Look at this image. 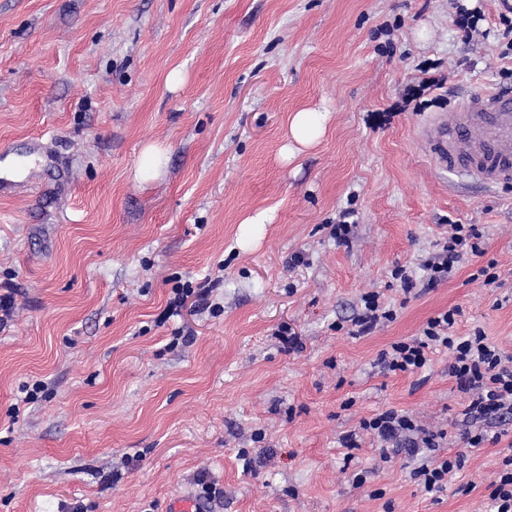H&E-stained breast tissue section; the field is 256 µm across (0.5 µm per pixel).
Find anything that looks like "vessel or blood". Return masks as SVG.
I'll return each mask as SVG.
<instances>
[{"instance_id":"vessel-or-blood-1","label":"vessel or blood","mask_w":512,"mask_h":512,"mask_svg":"<svg viewBox=\"0 0 512 512\" xmlns=\"http://www.w3.org/2000/svg\"><path fill=\"white\" fill-rule=\"evenodd\" d=\"M421 136L435 161L466 180L486 187L512 184V91L467 96Z\"/></svg>"}]
</instances>
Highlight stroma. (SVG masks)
<instances>
[{
    "mask_svg": "<svg viewBox=\"0 0 512 512\" xmlns=\"http://www.w3.org/2000/svg\"><path fill=\"white\" fill-rule=\"evenodd\" d=\"M493 90L512 91V0H0V512H166L206 484L209 512H491L512 421L469 448L449 351L411 375L377 359L453 307L456 335L512 355V186L418 140ZM304 108L325 134L284 158ZM149 144L167 162L140 177ZM453 224L485 253L426 287ZM371 292L396 317L352 335ZM389 409L463 456L443 490L361 432Z\"/></svg>",
    "mask_w": 512,
    "mask_h": 512,
    "instance_id": "obj_1",
    "label": "stroma"
}]
</instances>
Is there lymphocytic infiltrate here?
Wrapping results in <instances>:
<instances>
[{
	"label": "lymphocytic infiltrate",
	"instance_id": "f902f5d3",
	"mask_svg": "<svg viewBox=\"0 0 512 512\" xmlns=\"http://www.w3.org/2000/svg\"><path fill=\"white\" fill-rule=\"evenodd\" d=\"M481 239L475 226L452 225L447 242L425 263L428 287L447 280L466 257L481 256ZM459 314V309L452 308L429 319L420 337L392 344L379 354L378 363L391 372L414 374L426 367L433 350H449L452 361L448 374L459 391L468 396L463 409L467 422L464 441L478 448L488 441L489 427L512 420V355L504 354L482 332L455 335L453 327ZM361 427L381 443L382 460L390 459L393 447L403 446L405 453L417 461L413 478L427 490L442 489L449 474L462 467L461 456L438 452L445 432L427 431L408 414L386 410L362 421Z\"/></svg>",
	"mask_w": 512,
	"mask_h": 512
}]
</instances>
